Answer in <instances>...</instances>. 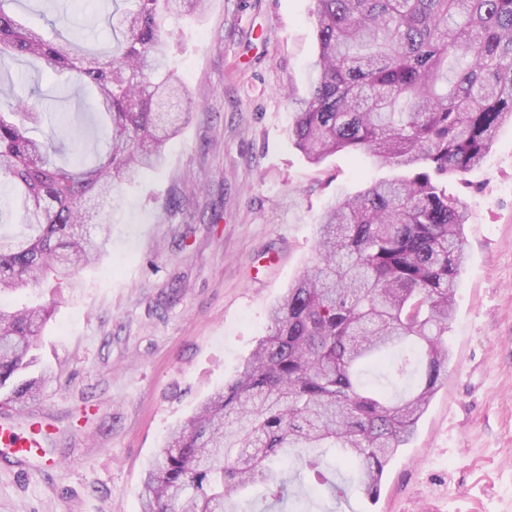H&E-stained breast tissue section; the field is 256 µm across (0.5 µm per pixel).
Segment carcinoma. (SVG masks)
Here are the masks:
<instances>
[{
  "label": "carcinoma",
  "mask_w": 512,
  "mask_h": 512,
  "mask_svg": "<svg viewBox=\"0 0 512 512\" xmlns=\"http://www.w3.org/2000/svg\"><path fill=\"white\" fill-rule=\"evenodd\" d=\"M0 0V60L41 59L92 91L107 150L61 166L65 145L19 76L0 82V175L22 231L0 234V297L32 283L71 282L110 240L121 184L165 161L196 108L171 68L167 17L206 0H112V47L21 22ZM318 54L292 136L309 162L360 152L407 175L370 182L328 205L318 257L270 312L268 334L224 390L173 428L149 461L142 512H226L262 488L276 503L291 479L271 465L294 456L332 496L315 448H332L368 496L415 434L448 372V320L466 259L460 199L448 178L481 166L512 123V0H317ZM97 204L87 227L82 207ZM51 307L0 308V401L23 404L41 379L36 336ZM385 369L387 390L364 380Z\"/></svg>",
  "instance_id": "1"
}]
</instances>
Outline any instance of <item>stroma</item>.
<instances>
[{"label": "stroma", "instance_id": "obj_1", "mask_svg": "<svg viewBox=\"0 0 512 512\" xmlns=\"http://www.w3.org/2000/svg\"><path fill=\"white\" fill-rule=\"evenodd\" d=\"M91 52L112 42L111 0H69ZM316 0H207L168 19L172 61L199 105L166 162L122 185L100 259L78 286L33 285L52 304L37 339L46 381L21 406L48 424L59 465L0 462V512H141L148 462L168 431L233 380L267 333L270 307L316 258L326 205L393 169L361 153L310 163L291 135L310 93ZM24 71L56 113L68 148L94 158L104 134L85 95L37 59ZM464 202L468 259L448 323V377L376 498L294 483L286 512H512V125L481 168L448 185Z\"/></svg>", "mask_w": 512, "mask_h": 512}]
</instances>
